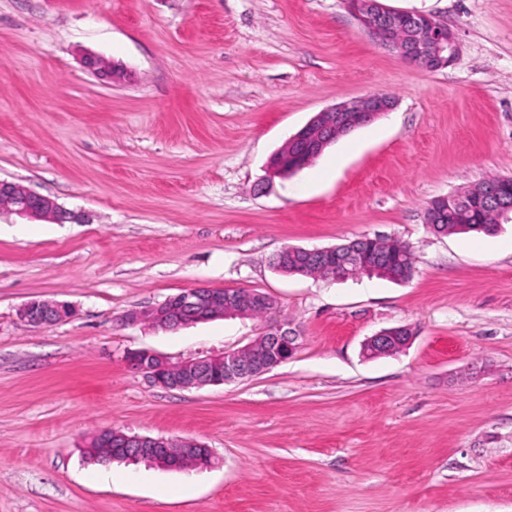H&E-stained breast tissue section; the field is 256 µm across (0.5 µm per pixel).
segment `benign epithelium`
Segmentation results:
<instances>
[{"label": "benign epithelium", "mask_w": 512, "mask_h": 512, "mask_svg": "<svg viewBox=\"0 0 512 512\" xmlns=\"http://www.w3.org/2000/svg\"><path fill=\"white\" fill-rule=\"evenodd\" d=\"M347 5L365 34L410 64L438 70L456 59L458 43L455 34L447 25L427 14L392 9L382 0H347ZM86 66L114 83L122 82L125 77L121 68L114 64L107 66L95 56L86 59ZM394 106V98L387 94L367 93L323 110L289 138V142L301 145L308 153H320L336 135L368 125L392 111ZM0 203L5 209L32 220L64 223L80 218L79 214L66 210L52 198L5 180H0ZM301 252L311 261L331 258L344 268L356 264L355 255L334 247L303 248ZM238 296L236 288H188L155 307L128 312L125 321L177 330L212 317L246 319L248 314L240 308ZM250 304L262 307L266 326L261 335L242 347L177 361L141 349L126 353L124 362L132 372L146 375L152 383L164 389H191L253 377L288 361L298 347L297 331L288 327V322L272 318L274 302L270 297L254 294ZM72 315L73 308L69 303L55 300L33 299L17 310L21 320L43 328ZM95 437L102 447L110 448L114 453L130 451L168 469L179 465V461L171 456L170 448L174 445L182 448L184 457L193 460L195 466L210 465L209 449L192 439L130 435L110 428L98 431Z\"/></svg>", "instance_id": "1"}]
</instances>
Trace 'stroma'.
I'll use <instances>...</instances> for the list:
<instances>
[{
	"label": "stroma",
	"instance_id": "1",
	"mask_svg": "<svg viewBox=\"0 0 512 512\" xmlns=\"http://www.w3.org/2000/svg\"><path fill=\"white\" fill-rule=\"evenodd\" d=\"M384 2L448 25L455 61L404 63L345 0H0V180L83 217L0 213V512H512V222L424 220L433 199L512 176V0ZM374 91L395 109L267 178L316 113ZM365 235L406 242L412 279L273 266ZM194 286L269 295L297 351L187 390L129 372L130 350L200 357L263 330L123 320ZM33 298L74 315L29 326ZM402 326L403 350L364 356ZM104 428L194 439L214 464L117 462L104 480L82 453ZM434 199L431 205L434 208L429 207L428 213L431 214V219L428 220L430 229L435 234H460V233H493L497 231L499 226L500 213L496 206L486 208L480 212H465L454 213L446 215L443 223L438 218L439 207L435 205Z\"/></svg>",
	"mask_w": 512,
	"mask_h": 512
}]
</instances>
